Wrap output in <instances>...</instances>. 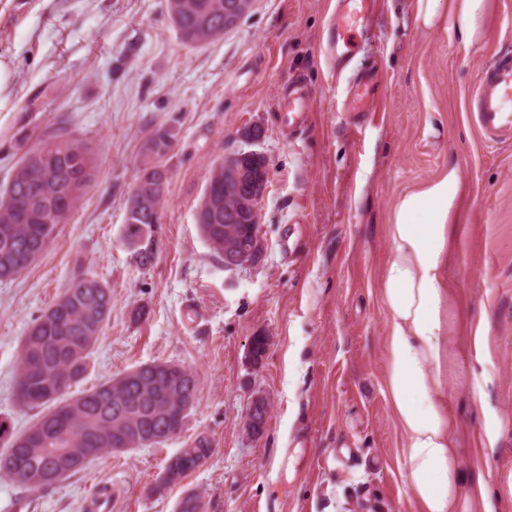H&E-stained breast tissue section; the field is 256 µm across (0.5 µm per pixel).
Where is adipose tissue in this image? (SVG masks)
<instances>
[{"instance_id":"1","label":"adipose tissue","mask_w":512,"mask_h":512,"mask_svg":"<svg viewBox=\"0 0 512 512\" xmlns=\"http://www.w3.org/2000/svg\"><path fill=\"white\" fill-rule=\"evenodd\" d=\"M462 180L456 166L403 196L388 226L390 253L382 279L388 327L385 387L405 437L404 463L421 512H492L486 491L465 493L461 425L448 405L466 377L449 370L457 347L448 266L459 243L452 218Z\"/></svg>"}]
</instances>
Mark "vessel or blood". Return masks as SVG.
<instances>
[{
    "label": "vessel or blood",
    "mask_w": 512,
    "mask_h": 512,
    "mask_svg": "<svg viewBox=\"0 0 512 512\" xmlns=\"http://www.w3.org/2000/svg\"><path fill=\"white\" fill-rule=\"evenodd\" d=\"M380 0H336L330 20L331 37L325 55L336 71H344L349 63L348 45L351 32L366 16L373 14ZM379 81L376 73H368L350 89V108L355 112L370 111L376 101ZM470 118L485 143L494 145L512 137V55H497L482 68L477 84L469 95Z\"/></svg>",
    "instance_id": "b4317fda"
}]
</instances>
